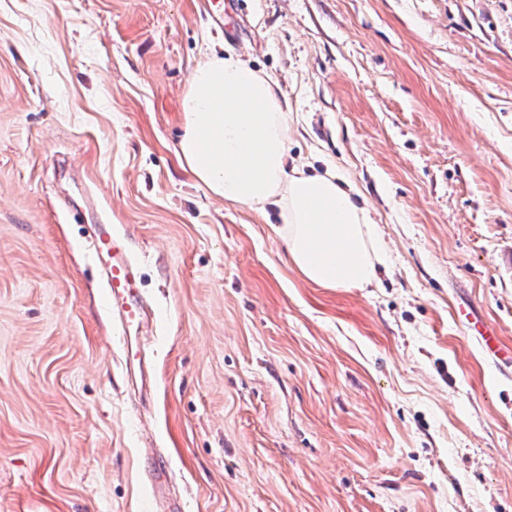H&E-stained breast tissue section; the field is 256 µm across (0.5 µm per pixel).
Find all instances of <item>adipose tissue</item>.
I'll list each match as a JSON object with an SVG mask.
<instances>
[{
    "instance_id": "1",
    "label": "adipose tissue",
    "mask_w": 512,
    "mask_h": 512,
    "mask_svg": "<svg viewBox=\"0 0 512 512\" xmlns=\"http://www.w3.org/2000/svg\"><path fill=\"white\" fill-rule=\"evenodd\" d=\"M176 155L214 196L274 210L290 263L325 288H367L387 252L366 206L334 169L289 159L288 100L241 54L213 55L193 71L181 101Z\"/></svg>"
}]
</instances>
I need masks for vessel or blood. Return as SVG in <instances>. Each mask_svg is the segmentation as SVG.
Returning <instances> with one entry per match:
<instances>
[{"instance_id": "vessel-or-blood-1", "label": "vessel or blood", "mask_w": 512, "mask_h": 512, "mask_svg": "<svg viewBox=\"0 0 512 512\" xmlns=\"http://www.w3.org/2000/svg\"><path fill=\"white\" fill-rule=\"evenodd\" d=\"M96 251L107 262L108 301L114 318L118 319L126 335L124 365L137 374L141 394H149L152 387V370L141 356L136 333L146 318L141 301L140 266L132 257L125 239L115 232L108 220H101L96 227ZM458 316L469 323L485 348L498 353L497 339L492 327L483 324L470 310H460ZM153 493L160 500L161 512H185L181 499L169 492V466L166 460H157L149 472Z\"/></svg>"}]
</instances>
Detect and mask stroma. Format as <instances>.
I'll use <instances>...</instances> for the list:
<instances>
[{
  "label": "stroma",
  "mask_w": 512,
  "mask_h": 512,
  "mask_svg": "<svg viewBox=\"0 0 512 512\" xmlns=\"http://www.w3.org/2000/svg\"><path fill=\"white\" fill-rule=\"evenodd\" d=\"M235 32H228L229 21ZM0 0V512H512V0ZM288 99L289 153L334 167L388 248L323 288L274 214L181 168L198 63ZM155 313L147 406L91 236ZM458 316L462 321H466L472 326L488 351L493 353L495 356H505L509 361H512V349H509L507 352H502V350L497 346L496 334L492 327L483 324L474 317L473 313L468 309H460ZM150 484L154 496L160 500L161 512H185V507L181 499L172 496L169 492V466L163 458H158L154 463L153 469L149 471Z\"/></svg>",
  "instance_id": "stroma-1"
}]
</instances>
